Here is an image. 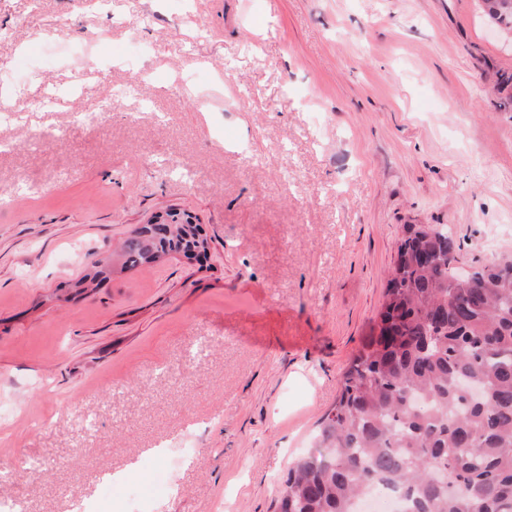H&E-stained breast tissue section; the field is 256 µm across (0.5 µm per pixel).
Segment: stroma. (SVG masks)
I'll list each match as a JSON object with an SVG mask.
<instances>
[{"mask_svg":"<svg viewBox=\"0 0 512 512\" xmlns=\"http://www.w3.org/2000/svg\"><path fill=\"white\" fill-rule=\"evenodd\" d=\"M0 32V113L25 114L0 124L17 512H127L107 476L130 463L143 512H275L404 225H448L468 270L512 258V36L482 0H0ZM171 206L204 265L72 295Z\"/></svg>","mask_w":512,"mask_h":512,"instance_id":"stroma-1","label":"stroma"}]
</instances>
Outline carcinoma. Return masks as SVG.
<instances>
[{
	"label": "carcinoma",
	"mask_w": 512,
	"mask_h": 512,
	"mask_svg": "<svg viewBox=\"0 0 512 512\" xmlns=\"http://www.w3.org/2000/svg\"><path fill=\"white\" fill-rule=\"evenodd\" d=\"M512 32V0H485ZM75 283L191 260L197 218L169 208ZM450 228L407 224L377 321L342 373L313 450L282 480L278 512H351L382 486L404 512H512V263L456 266Z\"/></svg>",
	"instance_id": "carcinoma-1"
}]
</instances>
